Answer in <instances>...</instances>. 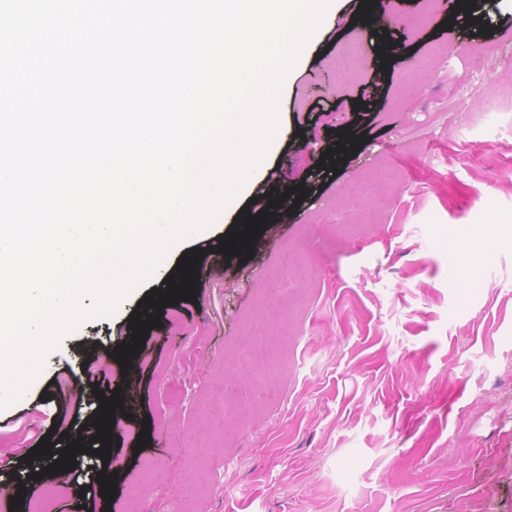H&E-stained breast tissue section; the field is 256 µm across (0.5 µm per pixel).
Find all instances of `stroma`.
Instances as JSON below:
<instances>
[{
    "mask_svg": "<svg viewBox=\"0 0 512 512\" xmlns=\"http://www.w3.org/2000/svg\"><path fill=\"white\" fill-rule=\"evenodd\" d=\"M395 2L392 56L340 0L291 70L267 170L185 247L192 296L133 377L97 379L142 395L113 426V500L82 490L85 456L37 484L51 512H512V138L489 148L465 123L512 94V0ZM259 214L249 247L218 252ZM142 298L62 338L42 377L58 397L1 409L0 449L80 432L83 352L124 343ZM252 328L288 341L264 352Z\"/></svg>",
    "mask_w": 512,
    "mask_h": 512,
    "instance_id": "35a3bbf8",
    "label": "stroma"
}]
</instances>
